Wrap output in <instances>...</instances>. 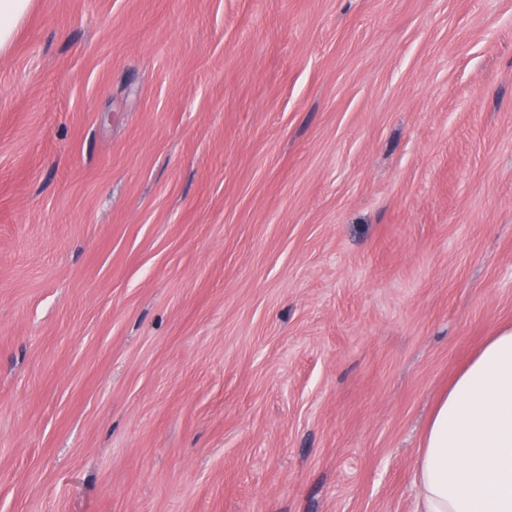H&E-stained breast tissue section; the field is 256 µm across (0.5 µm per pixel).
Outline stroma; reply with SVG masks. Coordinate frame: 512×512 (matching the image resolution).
I'll return each instance as SVG.
<instances>
[{
	"mask_svg": "<svg viewBox=\"0 0 512 512\" xmlns=\"http://www.w3.org/2000/svg\"><path fill=\"white\" fill-rule=\"evenodd\" d=\"M512 326V0H35L0 54V512H415Z\"/></svg>",
	"mask_w": 512,
	"mask_h": 512,
	"instance_id": "1",
	"label": "stroma"
}]
</instances>
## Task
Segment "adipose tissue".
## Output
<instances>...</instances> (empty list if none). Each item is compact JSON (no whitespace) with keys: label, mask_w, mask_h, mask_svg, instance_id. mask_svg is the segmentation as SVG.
<instances>
[{"label":"adipose tissue","mask_w":512,"mask_h":512,"mask_svg":"<svg viewBox=\"0 0 512 512\" xmlns=\"http://www.w3.org/2000/svg\"><path fill=\"white\" fill-rule=\"evenodd\" d=\"M416 512H512V327L439 398L414 465Z\"/></svg>","instance_id":"ef3b65f1"}]
</instances>
